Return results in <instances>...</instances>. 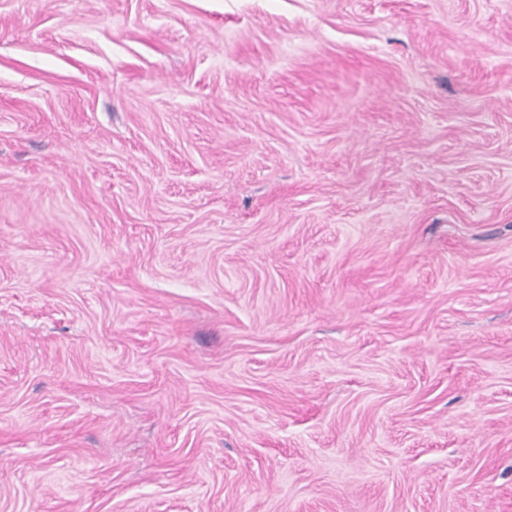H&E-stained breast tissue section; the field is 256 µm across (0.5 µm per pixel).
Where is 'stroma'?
Returning a JSON list of instances; mask_svg holds the SVG:
<instances>
[{
  "label": "stroma",
  "mask_w": 512,
  "mask_h": 512,
  "mask_svg": "<svg viewBox=\"0 0 512 512\" xmlns=\"http://www.w3.org/2000/svg\"><path fill=\"white\" fill-rule=\"evenodd\" d=\"M0 512H512V0H0Z\"/></svg>",
  "instance_id": "obj_1"
}]
</instances>
